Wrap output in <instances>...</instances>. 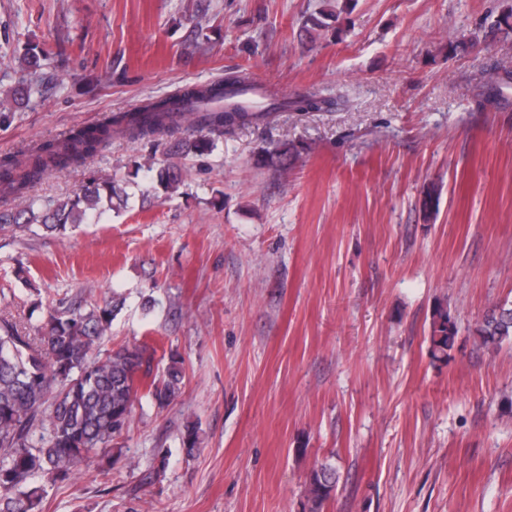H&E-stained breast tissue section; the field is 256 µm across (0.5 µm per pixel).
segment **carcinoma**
<instances>
[{"mask_svg": "<svg viewBox=\"0 0 512 512\" xmlns=\"http://www.w3.org/2000/svg\"><path fill=\"white\" fill-rule=\"evenodd\" d=\"M254 92L245 74L231 71L222 81L187 87L168 97L165 107L159 99L149 100L132 112L110 113L61 139L39 143L22 160H1L0 192L18 203L0 211V233L14 237L38 224L47 233L64 235L78 224L101 218L112 210L113 200L125 203L128 195L114 177L92 179L74 196L39 207L28 197L30 187L46 175L84 165L114 136L155 142L191 127L198 135L176 140L172 150L174 156L187 157L211 150V134L261 123L273 112L319 111L325 104L309 92L254 108L239 101ZM296 154V146L285 142L265 151L263 161L284 168ZM148 170L165 192L176 190L184 174L168 158ZM121 305L110 301L88 307L61 301L36 336L21 322L0 317V512H42L44 489L33 480L74 479L94 450L112 449L129 422L140 376L150 374L156 350L142 344L91 355ZM451 331L457 326L447 309L434 308L429 336L433 358L448 357ZM474 335L488 349L512 341V307L492 310L476 323ZM182 379L181 362L172 357L166 378L152 382L149 393L164 406L178 396ZM338 481L331 464L316 465L308 476L304 512H322Z\"/></svg>", "mask_w": 512, "mask_h": 512, "instance_id": "cac0c4a2", "label": "carcinoma"}]
</instances>
